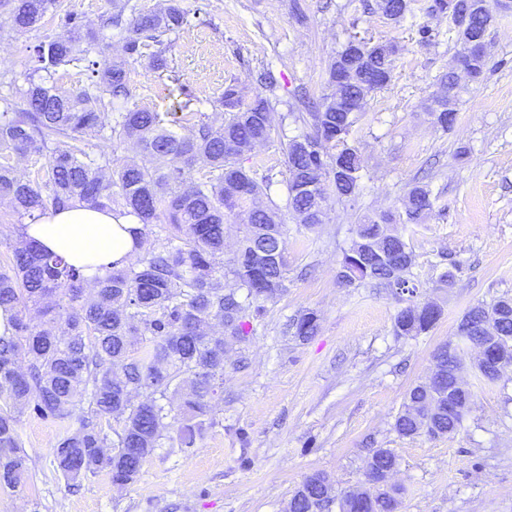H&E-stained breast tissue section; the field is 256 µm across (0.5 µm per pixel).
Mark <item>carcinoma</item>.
<instances>
[{
    "instance_id": "obj_1",
    "label": "carcinoma",
    "mask_w": 512,
    "mask_h": 512,
    "mask_svg": "<svg viewBox=\"0 0 512 512\" xmlns=\"http://www.w3.org/2000/svg\"><path fill=\"white\" fill-rule=\"evenodd\" d=\"M60 0H0V18L16 33L37 29L46 16L57 32L45 37L25 65L23 84L15 73H0V83L16 87L15 96L0 100V197L12 204L13 223H35L51 209L74 201L132 213L144 227L167 225L164 239L145 249L128 267L108 269L88 283L82 269L22 242L0 265V307L12 311L11 334L0 336V397L43 420L69 421L70 429L53 449L56 470L78 483L105 470L117 485L133 484L144 462L163 439L167 414L156 396L172 392L183 422L181 442L190 447L210 419V403L224 380L227 343L208 336L203 327L219 321L233 338L248 335L246 327L265 315V303L287 288L286 227L278 205L267 194L270 178L240 164L258 143L272 138L271 112L279 102L278 81L259 75L263 91L245 100L238 80L224 83L213 106L220 112H188L181 102L163 114L147 106L112 111L131 97L132 68L154 72L169 68L175 47L172 35L188 24L178 0H159L147 12L131 0H112L104 22L124 32L122 55L95 59L99 34L81 16L59 12ZM410 0H376L374 10L397 24L410 11ZM432 16L458 15L454 26L461 44L485 42L495 14L489 0H428ZM329 68L328 92L303 112L287 116L303 133L285 142L288 178L287 208L299 223H322L325 182L333 181L336 197L351 199L359 190L362 165L347 140L355 114L367 97L393 77L397 43L371 42L357 36ZM486 56L466 61V72L482 80ZM68 68L87 73L88 83L63 90L55 75ZM446 93L433 99L431 122L448 130L458 118L455 74L440 77ZM186 122L184 133L169 123ZM110 137L158 161L151 168L114 164L112 157L86 150V136ZM13 153L47 158L34 178L21 179L10 163ZM203 159L209 176L181 189L194 163ZM433 208L428 186L415 184L404 211L364 216L355 239L344 252L336 273L347 287L367 282L409 294L417 292L412 269L415 256L397 231L399 224H420ZM248 223L240 246L224 259V223L240 210ZM232 277L237 290L225 291ZM47 296L53 309L40 307ZM442 316L440 306L418 301L401 309L394 320L397 336H419ZM293 335H316L318 316L305 312L293 320ZM150 337L152 347L132 359L138 340ZM456 337L484 348L475 360L478 378L498 381L512 366V299L491 306L477 304L459 319ZM463 349L448 356V345L433 355L430 383L406 393L394 429L402 437L423 433L450 436L470 411L472 393L465 386ZM124 422L111 439L102 419ZM19 419L0 410V487L23 490L27 456L20 442ZM398 460L389 448H376L365 461L369 477L362 491L340 492L324 472L309 475L291 495L287 512H316L321 504L338 512H399L400 489L388 484Z\"/></svg>"
}]
</instances>
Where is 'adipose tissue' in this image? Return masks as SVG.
<instances>
[{
  "label": "adipose tissue",
  "mask_w": 512,
  "mask_h": 512,
  "mask_svg": "<svg viewBox=\"0 0 512 512\" xmlns=\"http://www.w3.org/2000/svg\"><path fill=\"white\" fill-rule=\"evenodd\" d=\"M10 231L82 268L90 279L102 267L129 265L145 246L143 226L135 216L78 202L48 212L36 223L11 226Z\"/></svg>",
  "instance_id": "ef3b65f1"
}]
</instances>
